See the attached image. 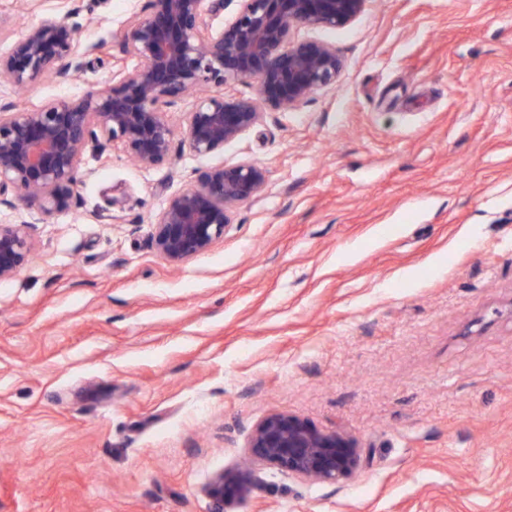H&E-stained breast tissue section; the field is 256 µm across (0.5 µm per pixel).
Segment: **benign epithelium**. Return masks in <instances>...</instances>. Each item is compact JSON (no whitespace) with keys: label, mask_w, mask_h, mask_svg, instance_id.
Masks as SVG:
<instances>
[{"label":"benign epithelium","mask_w":512,"mask_h":512,"mask_svg":"<svg viewBox=\"0 0 512 512\" xmlns=\"http://www.w3.org/2000/svg\"><path fill=\"white\" fill-rule=\"evenodd\" d=\"M235 13L213 26L226 0H146L144 15L124 32L121 51L138 64L112 73V83L80 97L38 107L0 102V205L21 194L43 214L66 210L77 191L81 158L108 144L119 146L142 168L170 163L176 138L193 153L224 150L264 118V108L291 112L315 91L336 85L343 60L334 45L301 38V28L334 29L358 19L368 0H237ZM98 46L84 44L77 28L47 14L0 54V80L28 89L51 75L74 77ZM254 82L253 97L229 90ZM206 87L186 125L177 129L165 110L189 91ZM266 170L243 161L208 168L170 197L153 224L152 244L172 264L204 252L233 224L236 208L259 197ZM27 224L0 225V280L30 256ZM249 477L225 472L209 488L221 505L246 497L266 468L301 481L336 484L360 468L355 438L319 430L287 413H275L252 429Z\"/></svg>","instance_id":"1"}]
</instances>
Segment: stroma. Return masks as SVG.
<instances>
[{"mask_svg": "<svg viewBox=\"0 0 512 512\" xmlns=\"http://www.w3.org/2000/svg\"><path fill=\"white\" fill-rule=\"evenodd\" d=\"M146 0H0V52L48 13L134 66ZM335 87L223 151L142 168L84 156L69 209L22 200L28 262L0 281V512H215L252 427L289 413L354 436L336 485L266 469L231 512H512V0H369L307 29ZM249 160L262 195L173 266L156 215L200 169Z\"/></svg>", "mask_w": 512, "mask_h": 512, "instance_id": "stroma-1", "label": "stroma"}]
</instances>
